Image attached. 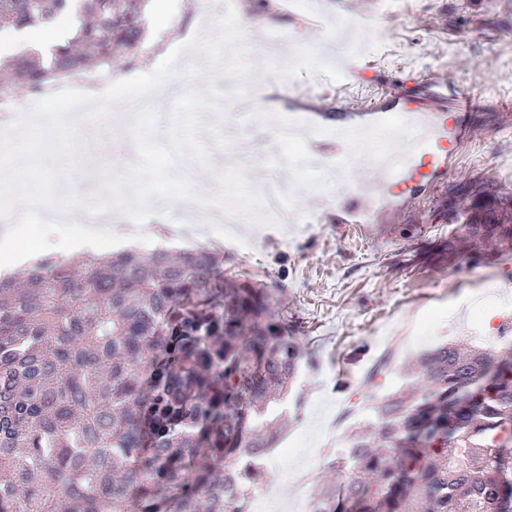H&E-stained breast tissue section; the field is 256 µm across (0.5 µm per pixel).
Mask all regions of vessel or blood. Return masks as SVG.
<instances>
[{"label":"vessel or blood","mask_w":512,"mask_h":512,"mask_svg":"<svg viewBox=\"0 0 512 512\" xmlns=\"http://www.w3.org/2000/svg\"><path fill=\"white\" fill-rule=\"evenodd\" d=\"M451 100L446 110L395 101L388 104V111L402 116L398 136L391 150L371 159L374 181L351 178L346 198L336 207L337 223H359L360 205L365 201L401 208L442 176L468 131V101L456 94Z\"/></svg>","instance_id":"vessel-or-blood-1"}]
</instances>
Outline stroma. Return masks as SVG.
<instances>
[{
    "instance_id": "obj_1",
    "label": "stroma",
    "mask_w": 512,
    "mask_h": 512,
    "mask_svg": "<svg viewBox=\"0 0 512 512\" xmlns=\"http://www.w3.org/2000/svg\"><path fill=\"white\" fill-rule=\"evenodd\" d=\"M207 2L166 0L165 16L146 12L135 63L93 65L82 70V78L151 73L186 33L209 23ZM308 2L296 13L288 0H272L274 9L267 15L255 12L254 0H236L239 19L261 25V37L250 42L254 62L280 60L293 40L317 47L331 42L330 24L336 18L360 22L382 14L380 0ZM385 17L384 42L363 45L342 81L305 73L281 81L256 72L250 97L276 122L309 129L311 140L292 146L307 154L312 142L333 143L338 125L360 122L362 110L390 100H428L434 77H450L475 102L468 116L470 136L450 174L402 211L374 212L363 226L340 224L336 205L348 190L341 172L281 168L267 149L259 167L248 168L246 176L260 183L268 170L279 169L281 180L295 188L291 200L304 223L245 229L246 248L224 234L204 243L173 203L155 209L146 222L147 242L136 246L137 252L149 253L208 245L222 270L274 294L288 334L303 353L297 379L279 409L287 419L282 441L301 435L305 446L293 455L278 447L266 455L281 471L302 467L307 472L303 489L282 484L285 504L300 494L315 498L323 487L339 489L348 481V474L330 462L341 455L351 431L366 422L365 400L394 389L407 358L464 336L480 347L498 344L491 326L472 322L460 308L474 295L476 275L488 276L499 301L512 304V251L493 260L478 253L441 258L440 244L460 227L437 216L459 182L512 191V112L503 109L512 102V0H401L399 10ZM425 314L438 315L436 330L425 340L409 342L416 320ZM382 362L387 365L383 371L378 368ZM344 409L351 418L340 419Z\"/></svg>"
}]
</instances>
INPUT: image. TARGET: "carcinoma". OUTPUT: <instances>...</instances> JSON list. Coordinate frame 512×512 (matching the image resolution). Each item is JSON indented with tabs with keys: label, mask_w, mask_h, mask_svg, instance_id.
<instances>
[{
	"label": "carcinoma",
	"mask_w": 512,
	"mask_h": 512,
	"mask_svg": "<svg viewBox=\"0 0 512 512\" xmlns=\"http://www.w3.org/2000/svg\"><path fill=\"white\" fill-rule=\"evenodd\" d=\"M148 0H0V36L75 12L51 67L0 66L33 92L131 56ZM448 258L512 249V192L452 193ZM266 288L214 275L206 248L104 261L44 255L0 279V512H249L302 354ZM332 462L346 512H512V358L465 340L405 368Z\"/></svg>",
	"instance_id": "obj_1"
}]
</instances>
